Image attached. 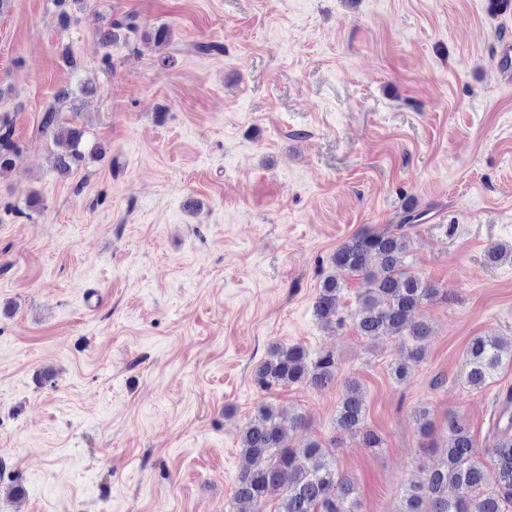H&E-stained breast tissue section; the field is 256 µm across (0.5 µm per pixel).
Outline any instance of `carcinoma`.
I'll return each mask as SVG.
<instances>
[{"mask_svg": "<svg viewBox=\"0 0 512 512\" xmlns=\"http://www.w3.org/2000/svg\"><path fill=\"white\" fill-rule=\"evenodd\" d=\"M59 8L62 29L70 26L68 7L81 9L85 0H53ZM129 35L139 32L133 16L120 22L107 21L95 32L103 48L120 39V30ZM91 84L78 91L61 88L56 93L58 105L48 107L41 117L43 133L52 136L57 151L52 167L61 177L78 169L86 158L102 160L107 150L97 142L85 145V130L77 122L78 107L73 99L81 94H95ZM70 106L72 120L62 118L61 105ZM20 144L14 138L10 113H0V176L7 174ZM427 211L413 203L405 207L401 223L393 231L363 229L333 255V263L352 274L371 280L372 288L358 296L351 313L360 335L370 340L400 336L408 343L405 360L393 369L399 382L407 380L414 366L424 361L428 324L413 318L424 301L448 292L424 281L405 262L410 252L411 228L426 219ZM342 286L334 277L323 281L313 303L314 314L327 326H340L339 307ZM512 364V340L478 336L466 354L464 382L474 390L484 388L497 370ZM336 378V362L327 353L315 359L300 345L273 344L267 357L254 370V380L261 388L305 383L324 390ZM283 412L262 404L240 434V472L235 500L257 508L271 499L278 500L276 512H358L353 481L341 475L325 449L317 442L294 446L287 441L279 423ZM365 398L359 384L349 382L336 410L337 426L358 436L365 448L377 450L382 438L365 427ZM512 506V392L502 402L492 438L478 449L469 429L455 418L448 419L446 443L441 448L440 463L421 469L419 475L402 490L400 512H508Z\"/></svg>", "mask_w": 512, "mask_h": 512, "instance_id": "1", "label": "carcinoma"}]
</instances>
